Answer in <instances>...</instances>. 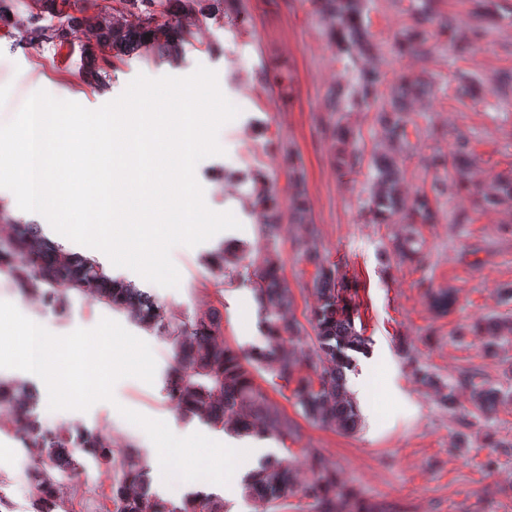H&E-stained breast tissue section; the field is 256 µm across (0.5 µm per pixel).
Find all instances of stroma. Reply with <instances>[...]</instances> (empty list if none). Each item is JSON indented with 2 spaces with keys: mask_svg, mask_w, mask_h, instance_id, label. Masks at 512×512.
Listing matches in <instances>:
<instances>
[{
  "mask_svg": "<svg viewBox=\"0 0 512 512\" xmlns=\"http://www.w3.org/2000/svg\"><path fill=\"white\" fill-rule=\"evenodd\" d=\"M240 12L215 19L181 16L187 41L168 56L144 48L134 56L112 58L100 79L86 74L85 50L91 32L77 30L69 43L31 45L24 36L35 26L59 25L76 7L117 6L118 0H70L62 13H47L34 0H10V21L0 22V124L14 118L37 90L97 109L120 96L137 75L186 76L203 65L218 74L221 91L238 116L218 133L221 155L200 161L196 178L207 205L232 212L238 230L218 233L196 247L178 246L171 260L178 287L164 288L136 272L113 266L102 252L63 239V246L95 259L113 277L133 284L176 322L216 312L224 341L245 354L264 348L265 331L250 280L252 264L274 255L281 283L293 304L287 319L296 321L303 343L312 344L311 324L317 298L315 267L298 248L315 232L325 263L340 281L353 286L355 327L369 343L348 372V387L358 406L355 431L324 427L306 419L292 391L267 363H252L256 384L298 426L291 447L273 439L236 437L199 418L185 417L167 398L165 386L177 365V348L157 329L140 324L128 310H116L90 296H69L64 306L47 301L43 288L20 287L0 272V301L12 302L32 321L56 335L91 329L102 318L119 322L151 348L157 368L153 383L127 377L113 389V401L88 410L48 408L43 381L17 369H0V381L38 393L30 414L45 429L73 438L86 431L107 433L113 450L134 447L150 468H158L155 446L121 408L165 421L185 437L201 432L225 445L252 449L232 480L234 491L207 481L153 479L164 500L181 504L192 492L224 499L230 512H266L263 502L245 497V477L287 450L315 448L335 463L342 480L359 490L368 512H512V340L485 350L473 340L457 341L461 326L493 316L512 321V198L474 206L458 191L452 172L432 167L433 157L450 153L457 135L470 141L473 182L488 184L512 177V0H364L363 22L372 54L342 53L318 0H241ZM431 6L438 21L417 25L415 17ZM453 18L461 27H478L465 50L441 34L439 22ZM422 33L421 51H400L411 29ZM380 73L376 103L335 104L337 90L350 89L361 71ZM425 82V94L408 103L410 150L403 162L405 200L445 191L433 204V223H380L374 214L372 156L379 142L377 110L403 79ZM354 138V164L336 160L337 127ZM274 191L280 202L274 232L264 228L265 212L253 204L257 187ZM302 191L308 208L298 223L290 200ZM465 213L470 223H454ZM419 233L422 261L386 259L394 239ZM223 264H215V253ZM449 292L454 304L437 311L427 289ZM428 369L426 385L413 365ZM501 392L488 415L471 413L466 371ZM456 385V408L441 404L446 383ZM13 408H0V512H31L28 456L15 439ZM67 455L74 468L60 477L58 492L70 512H112L114 472L109 460L89 459L75 446Z\"/></svg>",
  "mask_w": 512,
  "mask_h": 512,
  "instance_id": "1",
  "label": "stroma"
}]
</instances>
